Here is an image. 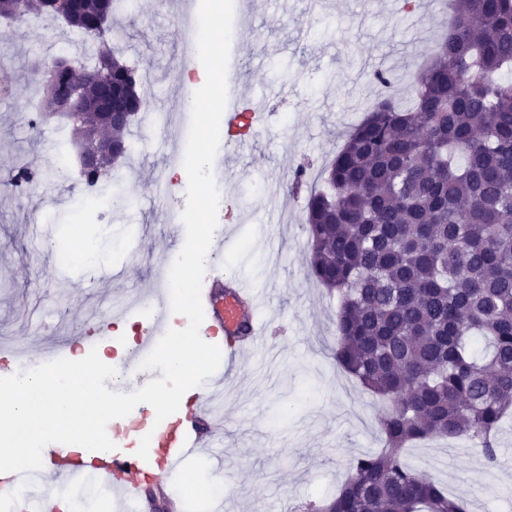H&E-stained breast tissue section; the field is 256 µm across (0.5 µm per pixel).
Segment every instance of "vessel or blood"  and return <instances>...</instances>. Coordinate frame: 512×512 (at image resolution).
<instances>
[{
  "label": "vessel or blood",
  "instance_id": "vessel-or-blood-1",
  "mask_svg": "<svg viewBox=\"0 0 512 512\" xmlns=\"http://www.w3.org/2000/svg\"><path fill=\"white\" fill-rule=\"evenodd\" d=\"M257 119L258 133H265L268 115L262 99L250 97L245 112L229 106L224 115L228 129L239 128L242 117ZM206 334H220L224 352L231 360H239L251 352L265 336V328L255 317L256 294L248 282H237L232 290H224L221 282L209 284L204 292ZM149 303L161 316L144 329L135 356L127 361L129 370H136L141 358L146 357L168 330L170 322L164 314L171 308L167 274L160 273L151 286L134 294L128 301L116 306L119 315L134 316L142 303ZM77 342L73 336H57L40 348L42 359L56 360L67 357ZM224 420V373L211 375L195 405L184 415L170 419L155 429L149 462L117 449L99 456L89 457L66 444L52 443L44 448L40 470L25 473H0V493L13 486L24 485L32 495L19 503L20 512H46L47 506L40 495L41 488L52 479L58 480L63 494H71L87 483H95L112 494L117 512H126L128 506H141L147 485L157 488L177 479L182 465L202 454L214 444V438Z\"/></svg>",
  "mask_w": 512,
  "mask_h": 512
}]
</instances>
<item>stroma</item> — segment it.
<instances>
[{
	"mask_svg": "<svg viewBox=\"0 0 512 512\" xmlns=\"http://www.w3.org/2000/svg\"><path fill=\"white\" fill-rule=\"evenodd\" d=\"M156 9L154 0H126L112 23L124 39L122 54L151 74L149 119L131 129L139 148L104 181L98 195L105 219L78 203L89 196L76 164L70 125L54 120L31 126L45 111L47 94L32 69L59 57L92 64L96 41L51 22L0 24V172L29 167L39 191H0V339L37 349L56 334L100 329L111 316L113 291L149 288L159 259L183 246L166 214L184 208L185 190L156 194L171 146L180 140L166 120L185 93L175 19L181 0ZM412 11L390 0H251L252 41L231 43L228 97H265L268 133H221L220 152L244 178L224 185L218 232L235 230V254L210 256L206 278L244 279L260 294L258 317L267 322L265 345L252 361L224 379V421L215 453L224 469L222 512H291L310 500L333 497L350 461L380 447L375 401L335 361L336 302L308 272V231L303 208L319 172L335 157L351 127L379 98H409L401 77L422 68L448 25L445 9L414 0ZM429 30L414 40L416 25ZM393 59L399 81L386 88L373 78L379 58ZM303 170L302 183L294 173ZM283 186L279 199L269 183ZM138 244L137 264L124 248ZM95 322H87L89 313ZM500 462L488 468L464 441L428 440L409 462L438 480L449 495L465 498L470 512H512V422L498 436Z\"/></svg>",
	"mask_w": 512,
	"mask_h": 512,
	"instance_id": "1",
	"label": "stroma"
}]
</instances>
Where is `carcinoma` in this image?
Returning a JSON list of instances; mask_svg holds the SVG:
<instances>
[{
    "instance_id": "cac0c4a2",
    "label": "carcinoma",
    "mask_w": 512,
    "mask_h": 512,
    "mask_svg": "<svg viewBox=\"0 0 512 512\" xmlns=\"http://www.w3.org/2000/svg\"><path fill=\"white\" fill-rule=\"evenodd\" d=\"M448 29L410 83L377 101L321 172L306 209L315 280L336 295V363L377 402L382 447L354 458L330 506L300 512H469L405 458L470 441L494 468L512 410V0H448ZM86 95L112 59L115 110L143 76L105 33Z\"/></svg>"
}]
</instances>
